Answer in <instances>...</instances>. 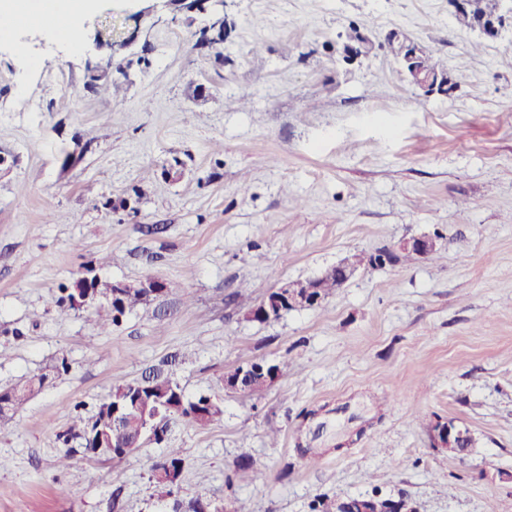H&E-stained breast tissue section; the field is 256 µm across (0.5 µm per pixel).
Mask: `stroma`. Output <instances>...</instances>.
<instances>
[{
	"label": "stroma",
	"mask_w": 512,
	"mask_h": 512,
	"mask_svg": "<svg viewBox=\"0 0 512 512\" xmlns=\"http://www.w3.org/2000/svg\"><path fill=\"white\" fill-rule=\"evenodd\" d=\"M212 12L98 0L78 48L52 18L0 38V389L47 374L0 427V512H174L200 499L239 512H309L319 496L379 492L416 512H512V36L470 51L448 0H226ZM356 24L398 29L446 62L423 97L386 51L348 70L330 53ZM111 59L121 103L89 92ZM248 92L246 110L231 97ZM436 237L437 260L358 271L321 307L258 322L282 280L356 252ZM178 288L101 332L54 304L82 271ZM190 352L172 377L223 414L173 418L120 460L75 455L59 433L115 384ZM67 373L51 368L59 359ZM250 360L283 364L262 396L224 390ZM452 420L477 444L436 447ZM314 449L308 464L301 448ZM183 451L172 493L151 468ZM252 461L253 480L232 481Z\"/></svg>",
	"instance_id": "stroma-1"
}]
</instances>
